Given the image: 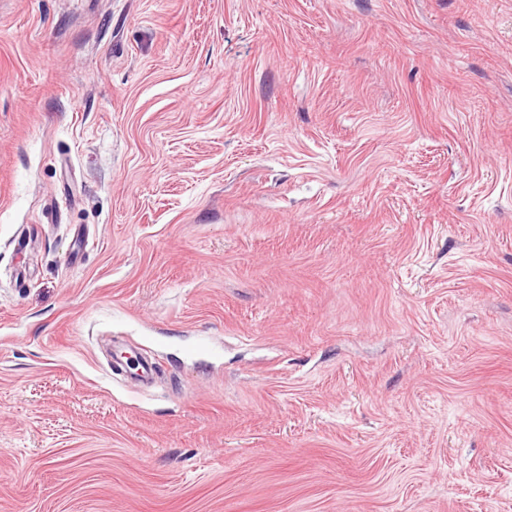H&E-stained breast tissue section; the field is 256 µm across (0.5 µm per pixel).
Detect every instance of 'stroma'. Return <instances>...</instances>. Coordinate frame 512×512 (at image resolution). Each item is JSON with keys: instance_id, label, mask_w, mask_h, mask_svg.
<instances>
[{"instance_id": "obj_1", "label": "stroma", "mask_w": 512, "mask_h": 512, "mask_svg": "<svg viewBox=\"0 0 512 512\" xmlns=\"http://www.w3.org/2000/svg\"><path fill=\"white\" fill-rule=\"evenodd\" d=\"M0 512H512V0H0Z\"/></svg>"}]
</instances>
